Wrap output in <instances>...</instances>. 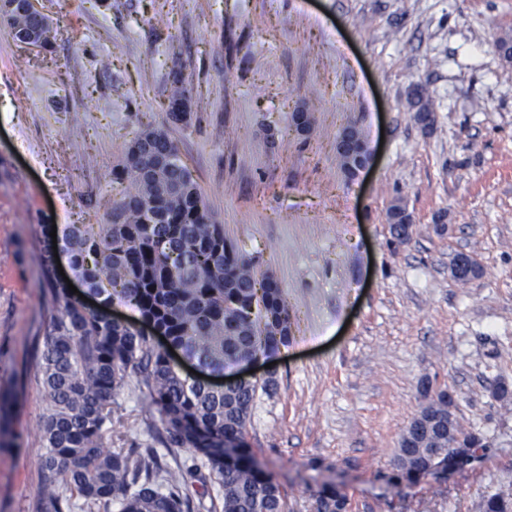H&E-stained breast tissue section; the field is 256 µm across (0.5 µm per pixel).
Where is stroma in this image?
Segmentation results:
<instances>
[{"instance_id": "35a3bbf8", "label": "stroma", "mask_w": 512, "mask_h": 512, "mask_svg": "<svg viewBox=\"0 0 512 512\" xmlns=\"http://www.w3.org/2000/svg\"><path fill=\"white\" fill-rule=\"evenodd\" d=\"M55 33L17 42L0 22V387L20 394L18 446L0 453V512H38L41 222L109 223L125 186L112 169L141 125L177 143L224 237L272 274L291 334L244 439L286 512H314L333 485L349 512H482L512 486V0H37ZM181 78L187 122L167 116ZM435 114L423 131L413 85ZM311 116L308 132L292 115ZM357 126L372 161L355 178L336 140ZM403 200L414 232L391 245ZM445 230H437V217ZM482 273L458 282L454 255ZM452 387L473 468L417 482L392 459L423 379ZM130 377L112 445L158 446L165 424Z\"/></svg>"}]
</instances>
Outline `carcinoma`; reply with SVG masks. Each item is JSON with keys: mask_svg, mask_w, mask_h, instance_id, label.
<instances>
[{"mask_svg": "<svg viewBox=\"0 0 512 512\" xmlns=\"http://www.w3.org/2000/svg\"><path fill=\"white\" fill-rule=\"evenodd\" d=\"M7 25L23 41L30 30L26 14ZM408 103L416 113H432L425 91L412 89ZM149 146L146 160L140 148ZM116 175L131 181L113 223L88 230L72 224L45 236L43 285L57 316L43 337L41 367L46 393L38 429L44 455L39 488L40 512H95L113 504L118 512H192L190 485L211 487L223 512H284V498L269 472L252 459L244 431L258 383L243 380L210 388L186 375L153 344V338L111 319L105 309L87 312L71 298L54 271L52 240L63 243L73 270L107 303L121 287L155 331L186 359L212 371L244 367L259 354L274 355L288 343V301L279 283L258 280L252 259L224 239L175 141L161 128L146 126L127 146ZM406 207L388 212L392 243L409 235ZM257 312H249L251 306ZM141 374L147 397L164 418L165 451L192 448L191 464L159 472L147 456L114 448L112 402L127 379ZM412 429L403 432L392 465L397 480L414 482L429 473L437 458H448V402L444 393L425 391ZM17 396L0 389V452L16 448L12 424ZM463 458L481 459L480 437L457 431ZM236 443L235 458L224 459V440ZM71 495H66V492ZM348 499L333 486L315 498V512H347ZM484 512H512V490L501 489L483 504Z\"/></svg>", "mask_w": 512, "mask_h": 512, "instance_id": "cac0c4a2", "label": "carcinoma"}]
</instances>
